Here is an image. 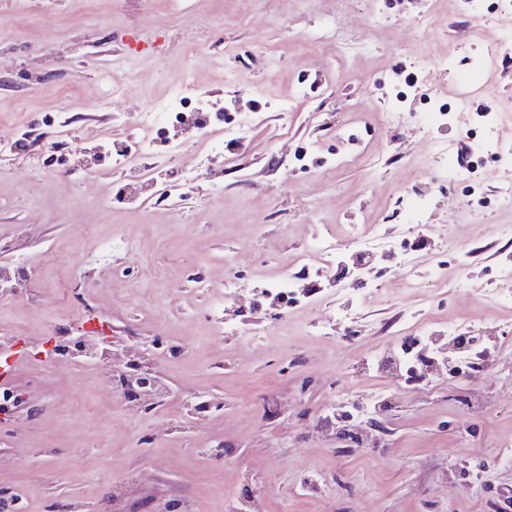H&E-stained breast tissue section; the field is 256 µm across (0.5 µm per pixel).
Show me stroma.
<instances>
[{
	"mask_svg": "<svg viewBox=\"0 0 512 512\" xmlns=\"http://www.w3.org/2000/svg\"><path fill=\"white\" fill-rule=\"evenodd\" d=\"M418 0H0V133L22 126L41 153L57 158L100 145L99 134H130L134 113L165 97L192 74L202 91L222 97L227 113L254 116L240 148L204 166L203 134L169 128L183 150L176 161L186 204L144 209L112 205L128 174L100 155L94 177L34 175L27 153L0 175V236L30 256L62 247L40 266V290L25 302L0 301V337L49 338L52 328L89 318L113 342L134 346L180 402L178 417L117 408L105 368L29 360L15 382L38 416L18 435L0 431V491L15 492L20 512H230L236 500L263 498L265 512H512V304L491 307L482 289L512 265V241L495 236L512 225L498 187L512 179L498 146L484 141L482 114L512 132V69L477 64L488 43L512 29V13L489 8L472 21L462 0H438L432 23ZM209 28L194 53L181 37L194 19ZM344 28L364 50L337 51L331 31ZM319 36L307 41V33ZM157 39L127 61L131 38ZM126 73L125 97L104 110L103 73ZM417 89L402 94L401 72ZM477 93H456L474 72ZM295 100L294 111L279 105ZM72 137L58 142L54 116ZM481 142L471 174L434 187L442 166L433 139ZM429 190L426 221L449 225L470 253L448 258L431 238L417 253L420 275L448 264V284L431 304L411 291L392 247L378 251L368 275L372 296H345L349 280L323 285L348 300L313 312L291 308L287 327L264 319L263 335L236 344L213 337L209 298L221 293L228 266L246 272L241 288L289 275L304 278L322 258L312 247L333 234L336 257L356 259L354 234L369 224L417 231L389 199ZM192 225L190 234L177 232ZM280 225L260 235L259 225ZM23 236H16V226ZM134 239L143 260L115 254L98 261L105 238ZM308 247L305 266L283 254ZM163 251L169 285L181 289L182 314L164 298L140 302L153 276L148 260ZM201 270L207 290L186 278ZM461 320L486 336L490 355L463 380L396 389L388 408L360 430L363 447L316 433L341 412L352 370L397 334L419 335L429 323ZM175 336L197 347L190 362L161 361L148 343ZM210 408L193 413L195 404Z\"/></svg>",
	"mask_w": 512,
	"mask_h": 512,
	"instance_id": "obj_1",
	"label": "stroma"
}]
</instances>
